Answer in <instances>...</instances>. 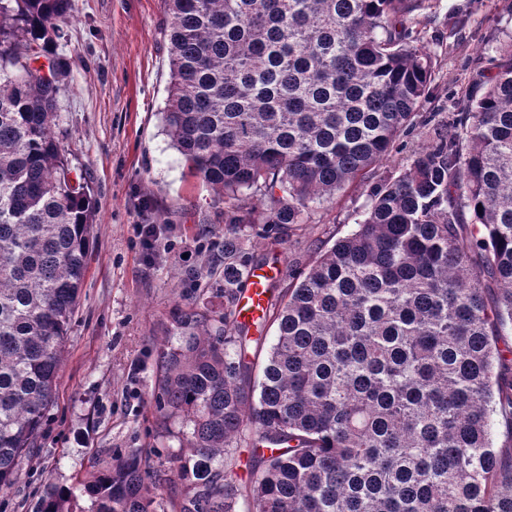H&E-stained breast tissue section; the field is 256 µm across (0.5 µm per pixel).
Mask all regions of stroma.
<instances>
[{
  "label": "stroma",
  "mask_w": 512,
  "mask_h": 512,
  "mask_svg": "<svg viewBox=\"0 0 512 512\" xmlns=\"http://www.w3.org/2000/svg\"><path fill=\"white\" fill-rule=\"evenodd\" d=\"M494 3L439 0L414 26V38L437 55L432 94L419 109L429 126L401 135L382 163L316 209L311 223L253 240L257 262L278 268L272 296L288 285L294 264L309 265L346 235L376 183L463 108L496 33ZM169 22L164 0H72L58 126L68 159L87 178L96 224L56 394L15 481L0 487V512H36L46 485L71 487L132 448L142 449L147 470L175 474L157 459L173 440L154 410L156 350L175 303L224 304V201L188 173L161 124ZM139 224L161 228L154 258L139 245Z\"/></svg>",
  "instance_id": "35a3bbf8"
}]
</instances>
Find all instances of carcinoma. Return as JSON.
I'll use <instances>...</instances> for the list:
<instances>
[{
  "label": "carcinoma",
  "mask_w": 512,
  "mask_h": 512,
  "mask_svg": "<svg viewBox=\"0 0 512 512\" xmlns=\"http://www.w3.org/2000/svg\"><path fill=\"white\" fill-rule=\"evenodd\" d=\"M161 119L224 197V311L178 305L154 409L179 446L173 512H512V36L356 228L255 321L250 240L309 224L416 125L437 0H165ZM71 0H0V486L35 446L87 271L96 207L57 131ZM276 325L247 382L252 326ZM178 426V431L171 426ZM250 441L249 479H231ZM142 452L37 512H159Z\"/></svg>",
  "instance_id": "carcinoma-1"
}]
</instances>
